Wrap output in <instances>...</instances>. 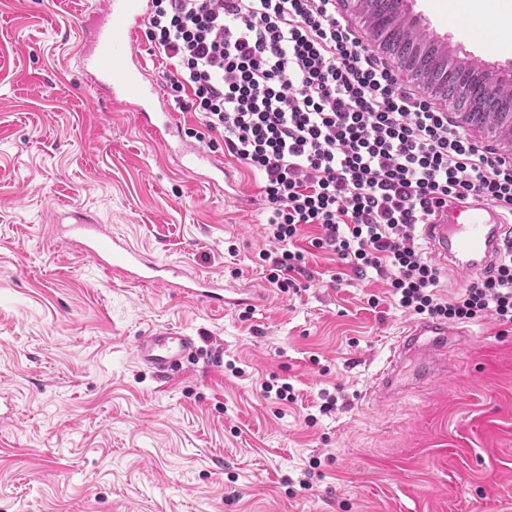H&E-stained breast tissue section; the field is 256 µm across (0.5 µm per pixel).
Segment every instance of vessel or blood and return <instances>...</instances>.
<instances>
[{
    "mask_svg": "<svg viewBox=\"0 0 512 512\" xmlns=\"http://www.w3.org/2000/svg\"><path fill=\"white\" fill-rule=\"evenodd\" d=\"M149 8L150 0H94L91 13L96 23L90 31V48L81 54L89 77L88 89L97 100L131 110L139 127L155 144L166 152H179L185 172L195 176L208 171V184L226 192L233 185L230 169L223 161L182 143L178 115L164 104L158 81L144 68L136 50V39ZM70 229L82 253L106 273L142 286L171 288L212 307L223 306L226 301L218 279L201 276L184 265L160 264L149 251L103 232L81 212H74ZM511 233L512 227L504 224L498 211L475 194L438 209L423 227L438 264L468 274L487 269ZM459 334V329L440 321L411 324L401 336L389 366L380 374L374 397L383 399L395 393L400 366L414 351L422 353L416 372L418 382H429L444 371ZM195 350L192 336L166 327L139 336L134 355L139 364L163 378Z\"/></svg>",
    "mask_w": 512,
    "mask_h": 512,
    "instance_id": "1",
    "label": "vessel or blood"
}]
</instances>
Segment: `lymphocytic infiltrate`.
<instances>
[{"label":"lymphocytic infiltrate","instance_id":"1","mask_svg":"<svg viewBox=\"0 0 512 512\" xmlns=\"http://www.w3.org/2000/svg\"><path fill=\"white\" fill-rule=\"evenodd\" d=\"M145 36L165 89L264 181L267 279L300 291L304 227L354 275L386 277L402 310L512 324V243L452 299L418 230L476 194L512 215V158L403 86L340 19L336 0H152Z\"/></svg>","mask_w":512,"mask_h":512}]
</instances>
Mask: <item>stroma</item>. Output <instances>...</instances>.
I'll use <instances>...</instances> for the list:
<instances>
[{
	"label": "stroma",
	"mask_w": 512,
	"mask_h": 512,
	"mask_svg": "<svg viewBox=\"0 0 512 512\" xmlns=\"http://www.w3.org/2000/svg\"><path fill=\"white\" fill-rule=\"evenodd\" d=\"M408 5L450 56L512 78V45L466 34L443 0ZM91 21L88 0H0V512H512V325L462 323L446 375L412 387L411 356L402 390L372 399L413 316L375 271L314 249L310 288L270 284L261 178L228 159L240 192L221 194L97 106L78 59ZM61 211L263 299L212 308L114 279ZM159 325L198 346L168 378L133 355ZM284 382L293 401L265 396Z\"/></svg>",
	"instance_id": "stroma-1"
}]
</instances>
